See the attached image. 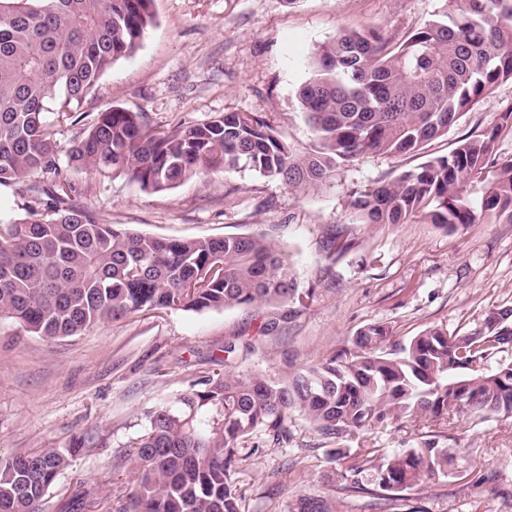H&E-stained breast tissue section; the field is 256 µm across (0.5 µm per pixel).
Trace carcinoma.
Here are the masks:
<instances>
[{
  "label": "carcinoma",
  "instance_id": "1",
  "mask_svg": "<svg viewBox=\"0 0 512 512\" xmlns=\"http://www.w3.org/2000/svg\"><path fill=\"white\" fill-rule=\"evenodd\" d=\"M154 0H0V185L32 176L44 188L18 219L0 221V319L44 339L73 336L136 312H201L302 302L281 247L262 236L159 238L101 223L67 205L58 154L63 128H85L68 164L104 178L124 175L162 192L186 180L248 167L289 188L317 190L336 168L369 153L407 154L448 131L459 112L512 79V0H449L396 48L376 29L343 31L315 53L300 89L317 145L297 154L259 117L226 112L158 130L141 112L78 108L102 76L140 49ZM512 109L447 156L403 171L361 195L368 224L419 214L445 228L492 216L512 223V161L497 141ZM483 186L479 201L468 186ZM384 324L361 328L341 348L284 380L216 374L150 416L132 443L140 464L128 512H240L233 480L264 431L287 443L295 414L353 456L340 490L391 501L448 472L453 456L432 438L377 459L343 438L374 423L457 414L512 419V313L464 334L434 326L386 351ZM67 456L46 448L27 461L0 459V512H41Z\"/></svg>",
  "mask_w": 512,
  "mask_h": 512
}]
</instances>
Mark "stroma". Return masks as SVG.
<instances>
[{
  "instance_id": "stroma-1",
  "label": "stroma",
  "mask_w": 512,
  "mask_h": 512,
  "mask_svg": "<svg viewBox=\"0 0 512 512\" xmlns=\"http://www.w3.org/2000/svg\"><path fill=\"white\" fill-rule=\"evenodd\" d=\"M445 0H154L155 24L133 56L117 61L81 106L144 113L167 130L226 112L262 117L291 148L310 151L314 134L299 88L312 57L344 30L376 27L399 46L443 11ZM512 109V80L460 112L446 134L421 151L373 152L340 166L328 185L295 191L248 169L197 176L150 192L125 176L103 179L71 167L62 173L70 203L100 222L164 238L263 235L286 252L304 304L191 312L152 310L85 333L46 341L0 320V458L44 448L71 465L45 496L41 512H125L139 464L131 443L150 427V411L174 405L212 374L278 379L346 345L361 327L390 326L407 342L438 325L464 333L489 311L512 308V224L482 219L447 230L414 217L405 224H362L353 207L365 191L402 171L448 155ZM344 230L342 256L325 249ZM272 332H261L264 324ZM236 352L225 356V343ZM293 437L256 434L254 454L235 483L240 512H297L299 499L340 494L328 440L304 417ZM423 421L374 424L363 432L378 455L422 447ZM452 471L410 491L427 512H512V421L454 417L439 438Z\"/></svg>"
}]
</instances>
